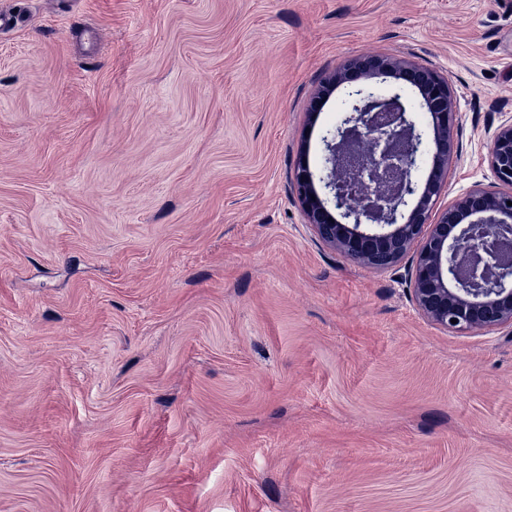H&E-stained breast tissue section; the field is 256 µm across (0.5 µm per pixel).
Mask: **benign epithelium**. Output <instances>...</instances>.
I'll list each match as a JSON object with an SVG mask.
<instances>
[{
	"label": "benign epithelium",
	"instance_id": "7a95c632",
	"mask_svg": "<svg viewBox=\"0 0 512 512\" xmlns=\"http://www.w3.org/2000/svg\"><path fill=\"white\" fill-rule=\"evenodd\" d=\"M381 74L418 90L434 130L427 180L417 188L422 138L402 95L379 99L358 88L349 92L355 103L342 125L323 137L326 175L320 181L329 198L318 195L307 162L295 175L309 224L324 243L368 268L388 269L412 255L409 298L433 325L461 335H512V261L503 251L512 244V120L490 137L497 183L455 199L434 221L457 123L448 78L399 59L369 57L349 62L331 82L341 86Z\"/></svg>",
	"mask_w": 512,
	"mask_h": 512
}]
</instances>
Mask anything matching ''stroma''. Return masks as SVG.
Returning <instances> with one entry per match:
<instances>
[{
	"label": "stroma",
	"instance_id": "1",
	"mask_svg": "<svg viewBox=\"0 0 512 512\" xmlns=\"http://www.w3.org/2000/svg\"><path fill=\"white\" fill-rule=\"evenodd\" d=\"M0 512H512V335L319 240L343 65L445 75L495 184L512 0H0Z\"/></svg>",
	"mask_w": 512,
	"mask_h": 512
}]
</instances>
